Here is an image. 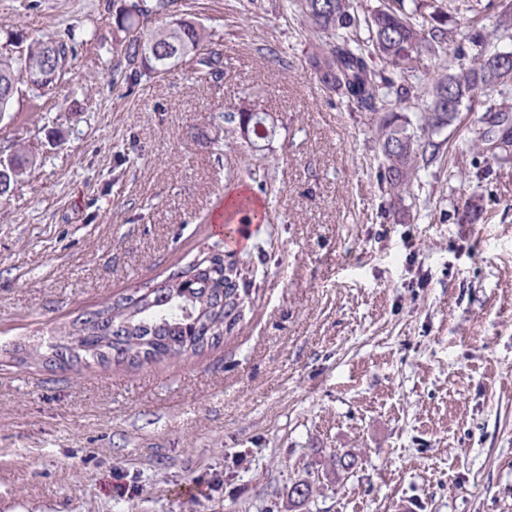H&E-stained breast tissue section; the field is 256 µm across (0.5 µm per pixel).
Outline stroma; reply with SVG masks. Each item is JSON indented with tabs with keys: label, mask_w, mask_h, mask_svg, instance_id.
Instances as JSON below:
<instances>
[{
	"label": "stroma",
	"mask_w": 512,
	"mask_h": 512,
	"mask_svg": "<svg viewBox=\"0 0 512 512\" xmlns=\"http://www.w3.org/2000/svg\"><path fill=\"white\" fill-rule=\"evenodd\" d=\"M126 2L0 0V54L72 47L55 93L0 115V158L31 160L0 196V512H512V160L468 149L481 106L443 131L401 222L368 115L318 83L288 0H177L223 70L200 81L187 58L134 84L113 71ZM230 104L274 122L263 150L225 129ZM254 155L276 219L228 244L224 167ZM217 243L252 277L219 344L18 363Z\"/></svg>",
	"instance_id": "1"
}]
</instances>
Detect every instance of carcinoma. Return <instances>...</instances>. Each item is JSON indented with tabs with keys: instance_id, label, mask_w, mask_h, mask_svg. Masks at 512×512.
I'll return each instance as SVG.
<instances>
[{
	"instance_id": "carcinoma-1",
	"label": "carcinoma",
	"mask_w": 512,
	"mask_h": 512,
	"mask_svg": "<svg viewBox=\"0 0 512 512\" xmlns=\"http://www.w3.org/2000/svg\"><path fill=\"white\" fill-rule=\"evenodd\" d=\"M289 7L306 18L318 36L314 54L318 82L338 92L348 106L371 116L373 137L383 157L381 182L387 185L391 206L404 210L402 201L418 173L439 155L443 143L435 140L451 125L463 101L473 99L477 90H494L512 84V61L503 64L496 55L472 54L465 42L476 43L482 35L463 36L449 26L457 15L477 17L487 10L483 0H404L376 9L362 20L353 0H290ZM430 12L418 21L421 10ZM154 10L145 0H130L113 15L121 39L120 53L128 61H140L158 76L174 72L188 56L198 57L197 79L207 80L219 72L221 53L203 26L188 18H175L168 25L146 35L130 31L149 21ZM366 24L369 37L361 38ZM70 48L63 40L39 39L27 53L0 56V114L10 112L23 73L47 69V78L35 90L47 94L62 81ZM423 55L449 58L448 65L425 89L422 111L411 120L404 113L410 100L411 63ZM395 101H386L387 92ZM227 128L237 131L255 147L272 140L275 128L267 114L254 107L226 106L220 113ZM483 120L495 126L499 146L486 147L495 160L512 157V117L491 103ZM29 160L20 152L0 162V196L19 179L3 181L12 171L25 173ZM266 183L263 169L246 164L228 175V182L244 185ZM222 250L200 258V263L172 275L166 286L154 292L143 288L89 313L85 321L74 319L65 343L51 346L43 363L54 366L69 356V362L92 359L143 364L198 353L234 332L243 320L251 281L249 271L225 260Z\"/></svg>"
}]
</instances>
